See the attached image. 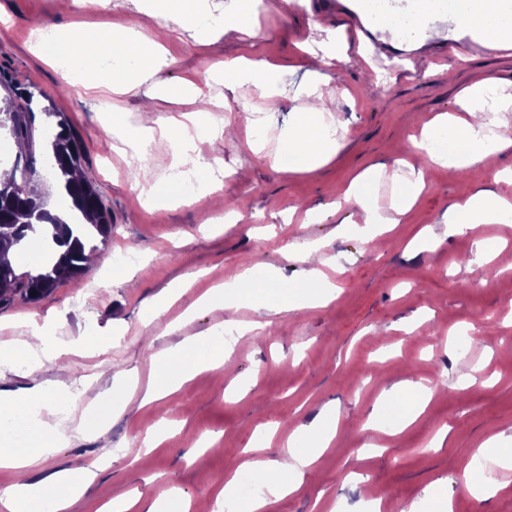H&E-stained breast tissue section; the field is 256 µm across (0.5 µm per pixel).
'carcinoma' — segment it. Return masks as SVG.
<instances>
[{"mask_svg":"<svg viewBox=\"0 0 512 512\" xmlns=\"http://www.w3.org/2000/svg\"><path fill=\"white\" fill-rule=\"evenodd\" d=\"M25 103L13 98L0 105V120L9 127L16 142L27 149L20 155L11 176L0 182V305L19 296L37 301L51 292L65 278L83 275L87 269L85 252L94 253L96 239L105 242L112 232V224L94 188L86 180H69L61 189L69 201V213H81L91 218L88 225H71L47 209L38 183V167L68 174L79 171L85 158L77 136L59 112H46L58 118L56 128L48 130L49 149L43 155L35 151L34 95L30 91L18 94ZM49 244V256L35 272H21L8 259V252L23 245L37 232Z\"/></svg>","mask_w":512,"mask_h":512,"instance_id":"1","label":"carcinoma"}]
</instances>
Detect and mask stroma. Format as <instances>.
Here are the masks:
<instances>
[{
  "mask_svg": "<svg viewBox=\"0 0 512 512\" xmlns=\"http://www.w3.org/2000/svg\"><path fill=\"white\" fill-rule=\"evenodd\" d=\"M254 18L261 38L242 31L217 32L208 46L194 31L174 28L164 46L170 64L160 76L178 82L185 71L258 51L289 67L280 108L262 111L255 88H225L213 81L204 97L161 100L153 83L138 94L103 97L72 86L57 66L35 51L29 35L44 26L63 27L59 0H0V98L34 94L35 126L47 125L46 111L62 113L79 135L83 173L112 215L105 256L125 251L135 263L112 272L90 267L79 284L64 282L35 302L15 299L0 307V393L28 390L32 381L19 363L15 343L28 321L48 323L60 343H77L41 368L42 380L63 381L57 412L82 423L34 469L33 482L51 473L92 462L102 470L72 512H96L113 497L131 493L143 503L168 504V489L192 503L191 512H213L229 463L247 444L271 442V457L286 451L292 432L311 431L325 407L336 412V438L301 489L273 502L269 512H366L370 498L382 512H430L434 495H448L453 512H512V490L499 482L487 501L470 496L463 472L491 437L512 439V236L494 239V259L477 262L473 235H449V208L489 190L512 196V185L484 168L457 169L424 163L426 187L393 229L365 239L342 233L363 220L360 207L338 199L367 168L401 158L414 160L411 140L426 122L458 111V90L487 72L512 93V49L494 51L476 35L449 29V45L427 46L431 24L410 39L391 41L362 15L358 0H304L282 14L278 0ZM88 33L142 22L139 0L118 5H84L76 14ZM347 45L346 59L333 69L310 62L299 44L319 46L329 32ZM325 75L332 90L322 106L342 136L336 157L312 171L276 170L248 147L254 135L243 117L257 111L269 132V153L284 149L308 99L303 87ZM135 125L156 126L182 113L208 112L230 118L233 142L196 140L194 156H222L232 175L220 192L201 190L184 198L140 197L130 171L138 158L128 147L100 151L96 141L112 111ZM236 209V223L224 220ZM318 217H311V209ZM432 231L433 249L415 247ZM322 243V269L335 283L333 302L272 319L230 292L214 306L195 309L185 326L165 325L216 284L234 279L243 262H262L263 286H299L306 267L285 259L289 246ZM191 281L163 319L149 316L168 289ZM265 322L262 338L235 343L223 373L196 371L176 393L141 408H125L127 391L114 377L138 369L147 384L150 354L175 347L193 333L227 331L228 319ZM433 385L417 420L400 434L371 429L374 409L404 381ZM109 407L95 425L84 411ZM165 439L149 456L140 442L157 421ZM218 436L213 449L203 437ZM377 452H368V445Z\"/></svg>",
  "mask_w": 512,
  "mask_h": 512,
  "instance_id": "35a3bbf8",
  "label": "stroma"
}]
</instances>
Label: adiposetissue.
Returning <instances> with one entry per match:
<instances>
[{"label":"adipose tissue","instance_id":"1","mask_svg":"<svg viewBox=\"0 0 512 512\" xmlns=\"http://www.w3.org/2000/svg\"><path fill=\"white\" fill-rule=\"evenodd\" d=\"M142 12L145 22L116 27L101 32L95 38H85L79 23H72L61 33L58 51L69 54L73 43L84 45L78 69H89L88 89L103 94H131L144 82L155 79L168 64L163 54L161 38L170 25L199 30L200 42H208L211 32L200 23V0H145ZM456 27L478 33L486 46L496 50L512 49V22H504L499 0H469L454 12ZM117 54L131 61L132 69L112 70L92 66L93 58ZM288 73L287 67L271 63L258 54L239 56L224 64V85L232 89L243 84L252 85L265 103L266 111H275L279 87ZM310 103L302 112L294 134L288 140L287 158H274L273 167L289 161L293 169L311 170L331 161L338 149L334 135L328 132L327 117L319 105L323 92L318 86L307 90ZM462 116H438L425 127L416 149L422 150L430 162L458 168L492 167L500 158L512 155V128L502 115L512 112V95L504 94L501 82L494 77L483 78L459 94ZM194 128L171 117L159 128L136 126L121 112H113L111 123L105 127L100 145L102 149L116 144L147 148L155 137H163L174 145L180 157H188L193 149ZM389 181L402 186L400 197L392 199L388 210H381L370 199L366 185ZM424 187V175L416 166L394 160L389 165L367 168L346 193L347 200L355 201L364 212V223L359 232L375 236L382 225L395 223L411 198ZM453 219L449 234L475 233L484 224H503L512 221V200L491 192H479L465 203L452 205ZM319 247L304 243L289 248L287 259L309 264L306 282L297 294L302 307L323 306L336 297L334 284L313 262ZM152 375L141 396V404H149L174 394L196 370L217 371L224 366V340L216 336L192 335L185 337L176 348L156 353L150 361ZM53 389L36 386L32 392L0 397V417L29 421L31 414L50 407ZM336 434V416L324 414L317 431L307 444L290 449L280 459L242 460L241 468L250 470L261 486L260 495L240 505L241 512H266L275 501L295 493L304 478L329 448ZM40 459L27 450L4 446L0 448V467L11 470L14 483L0 495V503L7 512H68L75 501L96 480L99 464L79 466L59 471L53 476V494L45 496L41 485L27 482L29 471Z\"/></svg>","mask_w":512,"mask_h":512}]
</instances>
